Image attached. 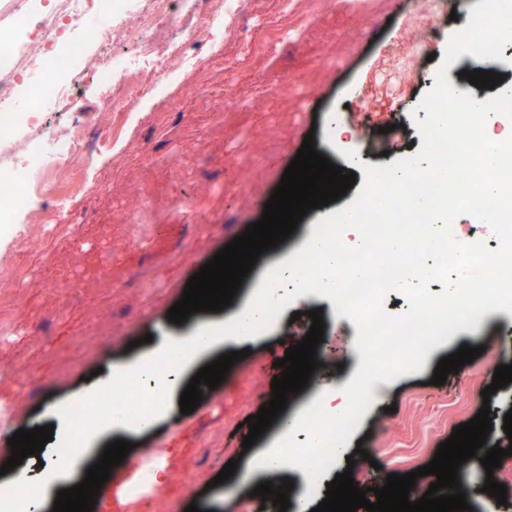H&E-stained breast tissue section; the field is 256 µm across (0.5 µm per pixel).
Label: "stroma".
<instances>
[{
  "instance_id": "35a3bbf8",
  "label": "stroma",
  "mask_w": 512,
  "mask_h": 512,
  "mask_svg": "<svg viewBox=\"0 0 512 512\" xmlns=\"http://www.w3.org/2000/svg\"><path fill=\"white\" fill-rule=\"evenodd\" d=\"M478 2L463 0L456 20L441 16L426 59L415 63L406 2L261 0L242 19L236 41L194 59L192 81L206 87L207 101L162 76L146 81L138 102L109 127L102 111L110 92L101 85L81 88L66 111L42 113L50 125L80 120L113 147L87 169L82 192L51 200L47 223L22 225L0 244V259L13 264V285L0 293V313L20 324L0 345V406L17 410L0 428V457L11 456L8 440L18 429L58 424L72 402L113 372L156 355L167 337L204 321L233 320V305L179 325L167 314L192 266L205 265L260 220L306 135H313L318 153L359 177L364 165H389L419 151L416 103L433 87L459 17ZM281 79L291 86L289 97L271 89ZM387 99L393 102L387 119L398 127L390 147L377 124L359 118L368 105ZM350 152L357 161L347 160ZM360 189L353 184L338 201L310 211L291 241L263 253L243 281L244 299H252L270 266L291 258L314 225L352 203ZM76 254L81 263H73ZM312 309L321 310L325 324L323 360L347 367L343 376L328 374L320 384L346 386L361 362L357 329L337 316L329 298L302 295L266 332L227 339L184 367L187 383L224 353L248 352L191 414H182L174 397L152 429L131 431L128 460L115 469L127 480L106 481L94 512H185L193 502L209 512H262L247 488L229 493L211 481L232 459L238 473L250 471L252 459L277 442L273 426L243 449V423L271 400L269 359L293 345L298 324L308 323ZM296 312L301 318L294 324ZM464 344L482 347L481 356L448 374L445 384H432L439 360ZM499 364H512V314L502 310L434 347L421 370L375 383L373 402L346 448L374 449L376 464L351 468L342 460L337 471L352 470L363 483L410 473L427 465L453 429L485 403L492 441L511 447L503 418L512 408V383L482 397ZM188 472L194 485L184 482Z\"/></svg>"
}]
</instances>
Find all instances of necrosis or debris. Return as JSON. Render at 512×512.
<instances>
[{"instance_id":"1","label":"necrosis or debris","mask_w":512,"mask_h":512,"mask_svg":"<svg viewBox=\"0 0 512 512\" xmlns=\"http://www.w3.org/2000/svg\"><path fill=\"white\" fill-rule=\"evenodd\" d=\"M56 25L43 36L18 41L13 28L0 26V235L12 230L18 216L45 214L48 199L31 181L41 167L47 149L58 162L52 176L73 162L92 164L101 154L90 143L80 123L50 127L40 123L42 105L64 109L75 83L68 75L69 58L55 54L53 46L64 36L83 28L94 17L109 23L106 39L89 67L90 76L108 87L112 112L125 111L140 96L144 80L157 70L188 71L198 45L210 39L231 42L242 32L241 16L256 0H184L178 14H171L172 0H49ZM173 17L178 38L158 31L160 19ZM36 76L33 103L22 109L15 103L16 90L27 76ZM155 398L139 377L112 381L91 400L71 405V434L56 443L53 454L61 460L80 457L87 423L111 428L119 420L133 426L151 411Z\"/></svg>"}]
</instances>
